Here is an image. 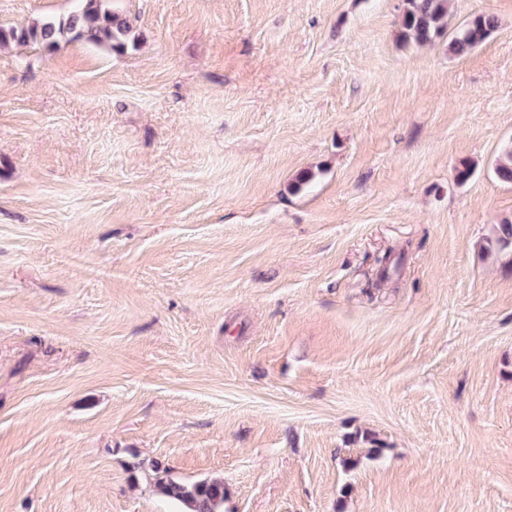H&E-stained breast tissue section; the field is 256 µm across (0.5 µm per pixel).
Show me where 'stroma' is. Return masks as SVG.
Masks as SVG:
<instances>
[{
  "label": "stroma",
  "instance_id": "35a3bbf8",
  "mask_svg": "<svg viewBox=\"0 0 512 512\" xmlns=\"http://www.w3.org/2000/svg\"><path fill=\"white\" fill-rule=\"evenodd\" d=\"M107 6L0 47V512H512V0ZM103 0H81L79 10L67 18L36 22L23 27H0V46L42 45L51 50L63 40H80L112 51L126 49L132 26L121 14L111 11ZM449 0H403L401 35L423 44L441 37L447 29ZM496 27L497 20L493 15H476L452 33L448 50L455 55H464L483 43ZM484 249L498 255H512V220L505 219L494 228L493 234L487 239ZM154 467L158 490L165 497L179 502L186 509L183 512H224L225 489L221 479L185 484L169 478L158 463ZM160 473L165 475L161 477Z\"/></svg>",
  "mask_w": 512,
  "mask_h": 512
}]
</instances>
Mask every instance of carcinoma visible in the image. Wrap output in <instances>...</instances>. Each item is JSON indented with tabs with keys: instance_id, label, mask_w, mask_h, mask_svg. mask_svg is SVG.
Instances as JSON below:
<instances>
[{
	"instance_id": "carcinoma-1",
	"label": "carcinoma",
	"mask_w": 512,
	"mask_h": 512,
	"mask_svg": "<svg viewBox=\"0 0 512 512\" xmlns=\"http://www.w3.org/2000/svg\"><path fill=\"white\" fill-rule=\"evenodd\" d=\"M449 0H403L401 35L404 40L423 44L442 36L447 29ZM497 27L491 14L474 16L452 33L448 50L464 55L483 43ZM132 26L121 14L105 7L102 0H81V7L67 18L36 22L23 27H0V46L42 45L51 50L63 40H80L112 51L126 49ZM495 177L512 184V146L505 149L494 167ZM487 252L512 255V220L496 225L484 246ZM156 486L165 497L179 502L189 512H223L225 489L220 479L194 484L160 476L155 465Z\"/></svg>"
}]
</instances>
